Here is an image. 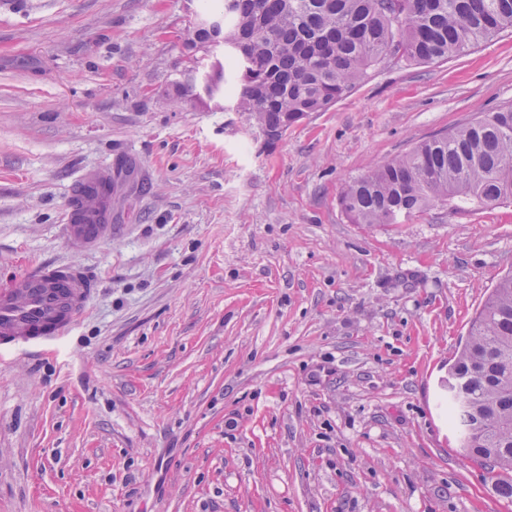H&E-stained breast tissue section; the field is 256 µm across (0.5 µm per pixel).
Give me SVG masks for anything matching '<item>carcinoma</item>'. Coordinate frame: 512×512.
<instances>
[{
    "label": "carcinoma",
    "mask_w": 512,
    "mask_h": 512,
    "mask_svg": "<svg viewBox=\"0 0 512 512\" xmlns=\"http://www.w3.org/2000/svg\"><path fill=\"white\" fill-rule=\"evenodd\" d=\"M225 56L236 108L269 145L355 88L395 46L409 63L445 60L512 29V0H233ZM512 203V106L416 145L354 181V224H404L433 203ZM448 420L471 461L498 471L512 499V275L470 322L448 367Z\"/></svg>",
    "instance_id": "obj_1"
}]
</instances>
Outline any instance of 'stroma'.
Masks as SVG:
<instances>
[{
  "label": "stroma",
  "mask_w": 512,
  "mask_h": 512,
  "mask_svg": "<svg viewBox=\"0 0 512 512\" xmlns=\"http://www.w3.org/2000/svg\"><path fill=\"white\" fill-rule=\"evenodd\" d=\"M209 0H0V279L98 276L61 344L0 358V512H512L448 425V365L512 274V204L354 224L371 167L512 104V31L390 61L265 145ZM110 169L112 238L62 219Z\"/></svg>",
  "instance_id": "35a3bbf8"
}]
</instances>
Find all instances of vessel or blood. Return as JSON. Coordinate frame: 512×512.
Returning a JSON list of instances; mask_svg holds the SVG:
<instances>
[{"mask_svg": "<svg viewBox=\"0 0 512 512\" xmlns=\"http://www.w3.org/2000/svg\"><path fill=\"white\" fill-rule=\"evenodd\" d=\"M109 212L94 203H70L64 223L69 239L95 247L111 234ZM99 281L80 264L35 267L0 286V351L38 345L68 335L83 316Z\"/></svg>", "mask_w": 512, "mask_h": 512, "instance_id": "vessel-or-blood-1", "label": "vessel or blood"}]
</instances>
